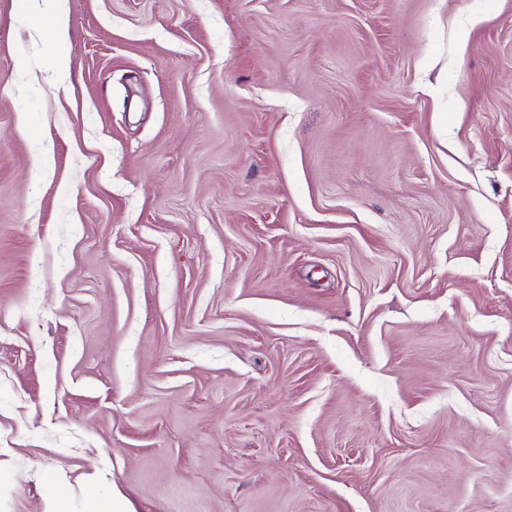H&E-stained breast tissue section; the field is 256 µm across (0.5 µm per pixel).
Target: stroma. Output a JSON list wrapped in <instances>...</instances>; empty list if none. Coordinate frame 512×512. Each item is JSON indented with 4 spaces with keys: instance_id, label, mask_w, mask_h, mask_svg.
<instances>
[{
    "instance_id": "35a3bbf8",
    "label": "stroma",
    "mask_w": 512,
    "mask_h": 512,
    "mask_svg": "<svg viewBox=\"0 0 512 512\" xmlns=\"http://www.w3.org/2000/svg\"><path fill=\"white\" fill-rule=\"evenodd\" d=\"M53 8L0 0V512H512V0Z\"/></svg>"
}]
</instances>
